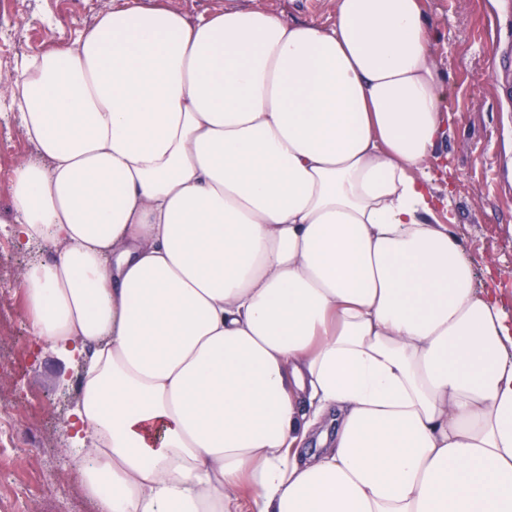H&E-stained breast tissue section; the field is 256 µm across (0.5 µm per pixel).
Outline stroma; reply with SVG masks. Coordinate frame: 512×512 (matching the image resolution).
Wrapping results in <instances>:
<instances>
[{"instance_id":"obj_1","label":"stroma","mask_w":512,"mask_h":512,"mask_svg":"<svg viewBox=\"0 0 512 512\" xmlns=\"http://www.w3.org/2000/svg\"><path fill=\"white\" fill-rule=\"evenodd\" d=\"M195 18L220 6L262 7L282 20L325 23L335 0H172ZM430 49L450 95L454 119L436 147L440 195L478 281L512 318V0H423ZM112 0H0V99L8 98L26 57L90 27ZM17 113L0 112V264L12 270L0 312V385L24 407L18 438L0 468V512H95L71 465L65 430L81 396L83 365H63L31 336L18 288L28 264L49 247L18 249L11 235L8 184L13 167L33 157Z\"/></svg>"}]
</instances>
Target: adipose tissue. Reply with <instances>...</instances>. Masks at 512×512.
Returning <instances> with one entry per match:
<instances>
[{
  "instance_id": "1",
  "label": "adipose tissue",
  "mask_w": 512,
  "mask_h": 512,
  "mask_svg": "<svg viewBox=\"0 0 512 512\" xmlns=\"http://www.w3.org/2000/svg\"><path fill=\"white\" fill-rule=\"evenodd\" d=\"M447 96L423 0H113L27 57L20 290L84 365L96 512H512V321L424 172ZM171 4L191 18L220 6L262 7L286 22L323 24L333 14L335 0H172Z\"/></svg>"
}]
</instances>
